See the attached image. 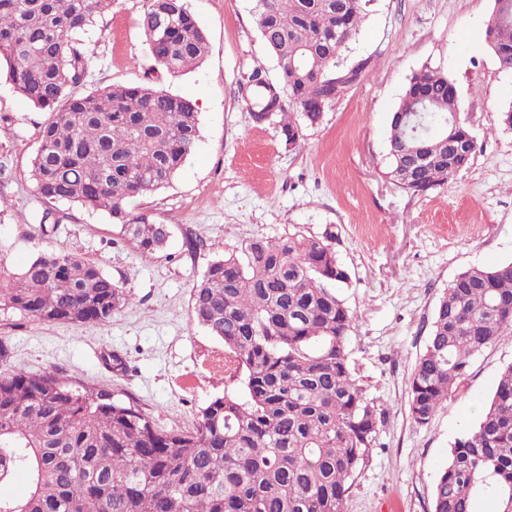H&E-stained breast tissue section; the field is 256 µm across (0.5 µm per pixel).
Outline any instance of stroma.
<instances>
[{
	"label": "stroma",
	"mask_w": 512,
	"mask_h": 512,
	"mask_svg": "<svg viewBox=\"0 0 512 512\" xmlns=\"http://www.w3.org/2000/svg\"><path fill=\"white\" fill-rule=\"evenodd\" d=\"M147 0H114L90 40L82 85L151 82L193 99L201 140L171 184L135 200L134 211L171 227L166 248L144 260L108 215L48 205L34 191L30 161L49 114L12 89L0 71V246L16 270L42 252L95 262L129 302L100 325L14 318L0 324L9 355L0 372L51 373L133 400L167 430H186L203 409L242 384L224 371L220 339L193 318L191 291L209 264L253 237L336 231L355 316L349 345L355 376L382 416L369 462L347 512H432V490L455 438L475 426L512 335L477 356L468 376L425 426L408 414V381L423 352L437 300L472 266L512 260V130L497 122L512 104V71L485 45L493 0H371L345 65L367 62L360 80L304 125L295 147L276 122L255 123L239 93L255 66L276 76L253 0H189L209 41L196 69L153 71L138 25ZM441 68L455 80L459 111L476 141L466 169L444 186L408 194L387 177L388 135L411 74ZM50 221H43L44 211ZM122 358L124 369L113 367Z\"/></svg>",
	"instance_id": "1"
}]
</instances>
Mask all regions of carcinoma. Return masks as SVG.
<instances>
[{"instance_id":"cac0c4a2","label":"carcinoma","mask_w":512,"mask_h":512,"mask_svg":"<svg viewBox=\"0 0 512 512\" xmlns=\"http://www.w3.org/2000/svg\"><path fill=\"white\" fill-rule=\"evenodd\" d=\"M113 0H0V65L15 92L50 112L30 178L49 203L105 213L132 248L163 251L170 225L128 203L168 186L198 147L195 104L152 83L78 91L92 61L89 35ZM262 42L277 61L241 87L253 120L278 117L286 143L303 139L336 99V79L371 0H254ZM149 56L175 78L208 52L186 0H148L139 18ZM486 40L512 69V0H494ZM386 175L413 195L467 167L476 144L458 112L455 80L424 66L393 112ZM336 234L251 239L209 264L195 284L196 321L224 342L244 397L213 400L188 430H165L131 402L51 374H0V483L23 472L28 492L0 512H345L376 445L381 416L353 377L351 275ZM129 301L96 264L47 252L11 272L0 252V314L99 324ZM512 334V261L473 266L438 300L409 378L408 412L431 422L475 356ZM479 495L512 512V364L477 425L456 439L432 493V512H473Z\"/></svg>"}]
</instances>
